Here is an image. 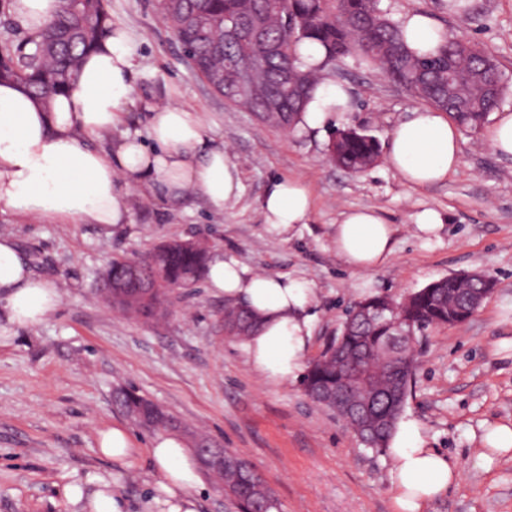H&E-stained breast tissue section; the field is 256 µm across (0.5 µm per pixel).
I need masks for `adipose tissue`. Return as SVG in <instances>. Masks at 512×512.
I'll return each instance as SVG.
<instances>
[{
  "label": "adipose tissue",
  "instance_id": "obj_1",
  "mask_svg": "<svg viewBox=\"0 0 512 512\" xmlns=\"http://www.w3.org/2000/svg\"><path fill=\"white\" fill-rule=\"evenodd\" d=\"M400 30L406 45L421 54L447 39L446 31L421 13L403 15ZM137 67L136 47L126 27L116 23L85 56L73 88L51 108L14 82L0 83V213L62 224H124L130 208L118 189L122 182L170 199L193 191L219 210L240 198V168L222 142L207 137L204 113L160 104L151 110L148 141L121 131ZM352 109L349 89L328 79L308 99L301 125L322 131ZM88 137L105 144L87 146ZM460 138L446 113L416 108L393 128L386 161L409 186L439 183L460 163ZM261 210L270 229L291 235L309 224L312 198L302 180L282 178L267 189ZM395 232L376 209L349 210L334 225L331 243L352 268L372 272L393 256ZM206 278L215 294L259 320L242 344L251 369L273 385L298 380L312 334L313 288L251 270L221 250L213 251ZM61 300L59 288L32 271L12 236L0 234V335L12 337L43 323ZM387 453L394 512H425L460 477L445 455L428 447L412 417L399 420ZM150 455L162 475L161 495L154 500L159 512H197L192 491L199 482L198 462L182 439L155 437ZM92 483L88 493L68 487V502L83 512H124L110 480L96 476Z\"/></svg>",
  "mask_w": 512,
  "mask_h": 512
}]
</instances>
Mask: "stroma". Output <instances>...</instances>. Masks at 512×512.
<instances>
[{
    "label": "stroma",
    "mask_w": 512,
    "mask_h": 512,
    "mask_svg": "<svg viewBox=\"0 0 512 512\" xmlns=\"http://www.w3.org/2000/svg\"><path fill=\"white\" fill-rule=\"evenodd\" d=\"M394 17L422 12L448 34H464L495 57L512 81V0H381ZM134 40L139 68L124 129L147 134L151 105L174 101L204 112L209 137L224 142L242 172L243 193L225 211L188 193L172 200L135 191L128 223L58 224L0 214L35 273L62 292L58 311L0 347V512H70L64 490L92 475L114 478L126 512H155L161 475L149 454L152 433L115 404L135 388L191 430L247 460L275 495L279 512H393L392 463L365 448L336 414L308 399L299 382L266 383L240 341L224 334L223 297L206 280L177 288L164 319L112 310L101 296L116 256L134 257L173 239H208L245 265L310 283L316 317L307 358L338 334L351 304L370 294L401 299L440 278L479 272L496 282L464 323L420 336L419 363L405 410L428 447L457 467L459 482L426 512H512V453L485 448L489 423L512 424V157L483 133L462 132L461 164L444 182L411 187L385 160L361 174L329 159L330 132L288 133L228 106L192 71L157 0H108ZM354 109L337 123L387 146L393 127L420 107L401 85L357 58L337 66ZM298 177L313 197L307 228L285 241L259 209L272 182ZM376 208L397 228L395 253L372 273L352 270L329 241L342 212ZM435 209L443 228L430 237L413 224ZM125 428L135 450L117 463L98 451L97 432Z\"/></svg>",
    "instance_id": "stroma-1"
}]
</instances>
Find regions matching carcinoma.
<instances>
[{
  "label": "carcinoma",
  "mask_w": 512,
  "mask_h": 512,
  "mask_svg": "<svg viewBox=\"0 0 512 512\" xmlns=\"http://www.w3.org/2000/svg\"><path fill=\"white\" fill-rule=\"evenodd\" d=\"M160 7L185 53L193 58L196 73L214 93L224 95V80L231 78L224 74V62L229 60L248 65L254 83L277 89L271 97L233 100L230 105L278 128L297 127L305 101L319 85V74L350 56L408 87L414 97L448 113L470 132L482 129L509 88L496 59L464 35L448 38L432 54L422 56L409 49L399 21L380 7V0H160ZM244 15L261 25L263 41L232 26ZM111 24L107 0H64L62 13L34 38L17 46H0V80L16 82L50 104L73 87L83 58L97 48ZM308 39L325 49L324 59L312 69L304 68L296 54V47ZM328 151L336 166L352 173L366 171L380 155L376 139L354 128L335 130ZM208 258L203 242L173 240L158 245L143 262V273L153 264L161 271L160 279L151 284L152 295L128 300L115 294L113 304L145 319L161 316L169 291L192 287ZM109 274L115 284L124 281L126 259L112 258ZM488 280L481 274L464 281L440 278L408 294L396 311L391 308L393 299L383 294L354 303L340 334L309 361L304 393L325 404L343 386L345 367L362 363V392L380 400L379 412L389 417L391 427L371 434L362 419L352 426L367 439L369 448L386 452L417 367L410 348L393 350L392 322L400 319L405 326L426 330L443 326L457 310L470 309ZM252 327L253 318L244 308L224 309L225 335L240 340ZM224 494L236 512L278 509L269 487L258 478L245 482L238 457L228 451L224 452Z\"/></svg>",
  "instance_id": "1"
}]
</instances>
